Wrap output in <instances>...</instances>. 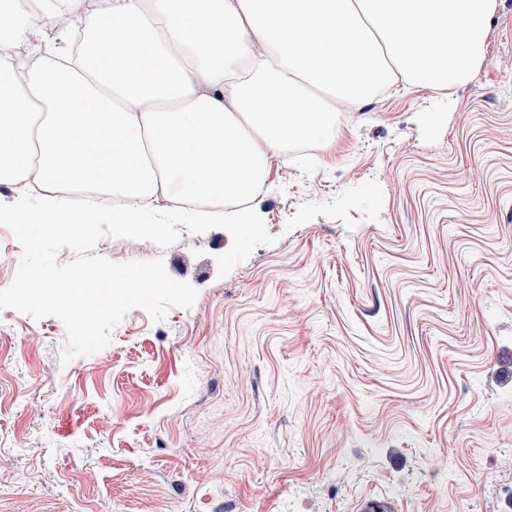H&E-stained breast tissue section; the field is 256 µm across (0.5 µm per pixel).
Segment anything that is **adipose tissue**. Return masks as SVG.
Listing matches in <instances>:
<instances>
[{
    "instance_id": "1",
    "label": "adipose tissue",
    "mask_w": 512,
    "mask_h": 512,
    "mask_svg": "<svg viewBox=\"0 0 512 512\" xmlns=\"http://www.w3.org/2000/svg\"><path fill=\"white\" fill-rule=\"evenodd\" d=\"M495 0H0V183L15 224H139L173 204L249 228L272 158L329 140L337 106L403 79L450 90L485 61ZM60 15L77 60H7Z\"/></svg>"
}]
</instances>
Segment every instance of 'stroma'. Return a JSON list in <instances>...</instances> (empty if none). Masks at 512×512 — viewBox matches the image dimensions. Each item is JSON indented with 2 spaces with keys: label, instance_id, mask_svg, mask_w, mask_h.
<instances>
[{
  "label": "stroma",
  "instance_id": "stroma-1",
  "mask_svg": "<svg viewBox=\"0 0 512 512\" xmlns=\"http://www.w3.org/2000/svg\"><path fill=\"white\" fill-rule=\"evenodd\" d=\"M227 231L151 247L198 290L62 362L0 310V512H512V0L450 94L365 99Z\"/></svg>",
  "mask_w": 512,
  "mask_h": 512
}]
</instances>
